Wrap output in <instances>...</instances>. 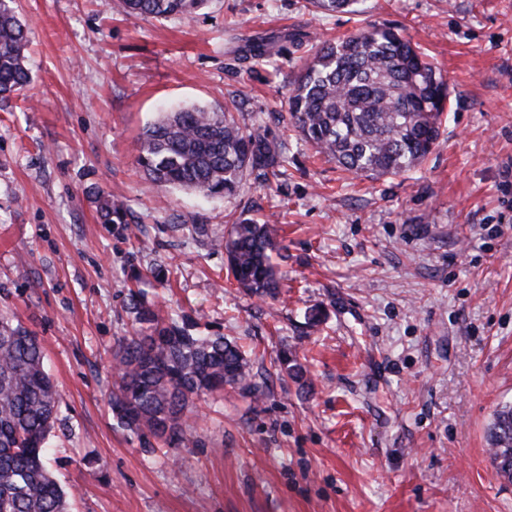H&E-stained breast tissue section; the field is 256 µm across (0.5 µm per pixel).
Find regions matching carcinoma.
<instances>
[{"mask_svg":"<svg viewBox=\"0 0 512 512\" xmlns=\"http://www.w3.org/2000/svg\"><path fill=\"white\" fill-rule=\"evenodd\" d=\"M210 0H116L127 16H191ZM320 14L350 12L359 0H310ZM27 28L12 0H0V102L30 82ZM313 58L288 95L289 125L316 153L357 176L398 175L415 168L437 145L450 92L448 80L413 43L390 27L360 28L311 47ZM138 164L156 187L236 195L246 175L270 182L285 162L282 145L238 124L230 114L200 106L163 112L142 128ZM104 224H124L132 212L104 191L95 194ZM270 224H232L227 269L239 287L275 299L283 277L272 262L280 247ZM134 335L112 353L110 405L118 424L144 446L193 442L194 400L226 387L252 392L250 361L221 334L198 336L159 315L141 291H130ZM58 390L44 368L38 337L0 313V512H69L67 495L46 465L57 420ZM492 463L512 481V404L489 428Z\"/></svg>","mask_w":512,"mask_h":512,"instance_id":"1","label":"carcinoma"}]
</instances>
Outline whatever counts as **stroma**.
I'll list each match as a JSON object with an SVG mask.
<instances>
[{
	"mask_svg": "<svg viewBox=\"0 0 512 512\" xmlns=\"http://www.w3.org/2000/svg\"><path fill=\"white\" fill-rule=\"evenodd\" d=\"M110 4L15 0L31 82L0 102V310L39 337L61 395L49 464L71 512H512L487 438L512 402V0H210L188 19ZM383 25L438 65L450 110L421 166L368 179L287 130L288 90L312 43ZM260 41L269 56L243 59ZM192 104L285 141V174L234 197L149 187L142 128ZM98 189L138 240L101 223ZM238 219L280 229L277 299L227 272ZM153 264L148 300L242 346L258 386L197 401L187 447H143L108 402Z\"/></svg>",
	"mask_w": 512,
	"mask_h": 512,
	"instance_id": "1",
	"label": "stroma"
}]
</instances>
